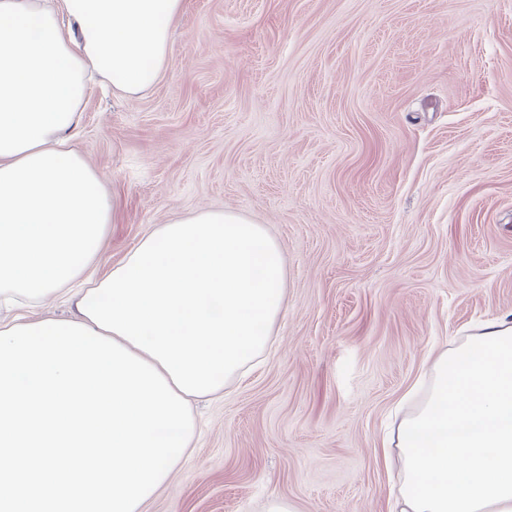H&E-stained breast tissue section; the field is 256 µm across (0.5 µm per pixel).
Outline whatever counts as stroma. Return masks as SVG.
<instances>
[{
  "instance_id": "obj_1",
  "label": "stroma",
  "mask_w": 512,
  "mask_h": 512,
  "mask_svg": "<svg viewBox=\"0 0 512 512\" xmlns=\"http://www.w3.org/2000/svg\"><path fill=\"white\" fill-rule=\"evenodd\" d=\"M113 222L224 209L282 247L268 349L144 512H393L431 357L512 324V0H184L161 82L92 95Z\"/></svg>"
}]
</instances>
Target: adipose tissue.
<instances>
[{"label":"adipose tissue","mask_w":512,"mask_h":512,"mask_svg":"<svg viewBox=\"0 0 512 512\" xmlns=\"http://www.w3.org/2000/svg\"><path fill=\"white\" fill-rule=\"evenodd\" d=\"M183 0H0V309L65 298L72 319L157 368L184 399L222 396L267 346L285 299L264 225L204 209L157 225L92 279L112 222L77 150L98 75L135 98L163 77ZM395 441L398 512H512V325L440 353Z\"/></svg>","instance_id":"adipose-tissue-1"}]
</instances>
